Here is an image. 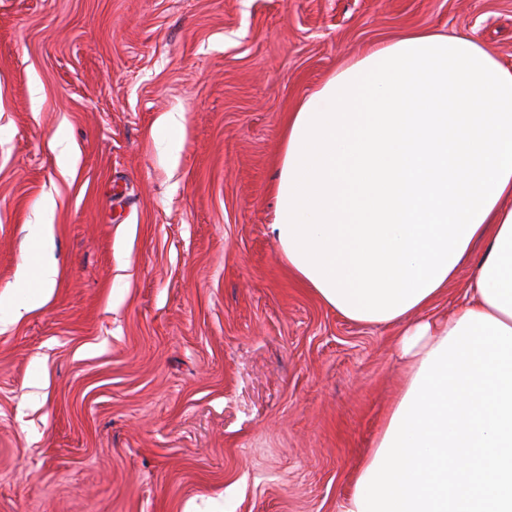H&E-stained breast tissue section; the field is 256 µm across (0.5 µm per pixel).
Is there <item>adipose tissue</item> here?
Segmentation results:
<instances>
[{"label":"adipose tissue","mask_w":512,"mask_h":512,"mask_svg":"<svg viewBox=\"0 0 512 512\" xmlns=\"http://www.w3.org/2000/svg\"><path fill=\"white\" fill-rule=\"evenodd\" d=\"M269 231L342 317L399 326L402 386L339 512H512V67L428 27L288 121ZM458 310L426 317L463 266Z\"/></svg>","instance_id":"adipose-tissue-1"}]
</instances>
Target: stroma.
<instances>
[{"instance_id": "35a3bbf8", "label": "stroma", "mask_w": 512, "mask_h": 512, "mask_svg": "<svg viewBox=\"0 0 512 512\" xmlns=\"http://www.w3.org/2000/svg\"><path fill=\"white\" fill-rule=\"evenodd\" d=\"M421 26L512 66V0H0V298L32 225L57 269L0 323V512H337L398 329L289 275L275 175L289 113Z\"/></svg>"}]
</instances>
